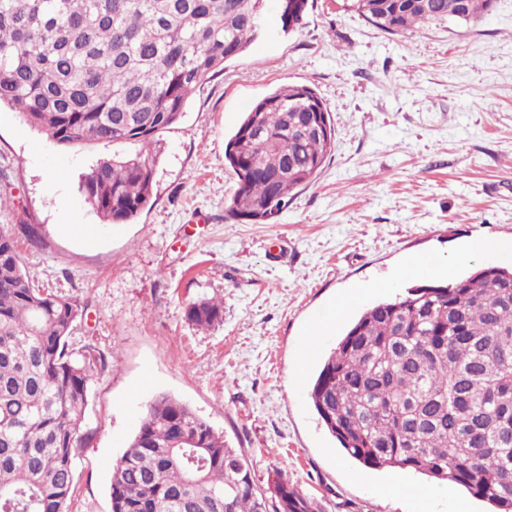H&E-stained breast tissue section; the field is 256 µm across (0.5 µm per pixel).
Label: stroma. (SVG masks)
Returning <instances> with one entry per match:
<instances>
[{
  "mask_svg": "<svg viewBox=\"0 0 512 512\" xmlns=\"http://www.w3.org/2000/svg\"><path fill=\"white\" fill-rule=\"evenodd\" d=\"M288 84L308 85L330 111L332 155L275 223L233 220L225 145L252 104ZM157 140L150 204L129 223L104 224L80 177L135 144L59 145L0 109V227L40 288L87 304L77 337L111 358L90 386L91 439L77 451L70 512H110L112 471L161 393L242 451L260 488L280 473L325 512H487L447 482L350 458L308 390L373 303L478 265H512L495 252L461 256L475 239L512 246V0H495L475 24L401 35L338 0H311L300 26L226 63ZM69 222L97 225L96 242L64 232ZM34 223L39 248L20 232ZM350 291L360 298L338 315ZM203 298L223 303L209 330L185 318ZM329 321L333 333L304 349L306 330ZM301 357L308 377L296 383Z\"/></svg>",
  "mask_w": 512,
  "mask_h": 512,
  "instance_id": "obj_1",
  "label": "stroma"
}]
</instances>
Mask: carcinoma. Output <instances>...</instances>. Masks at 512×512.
Masks as SVG:
<instances>
[{
    "mask_svg": "<svg viewBox=\"0 0 512 512\" xmlns=\"http://www.w3.org/2000/svg\"><path fill=\"white\" fill-rule=\"evenodd\" d=\"M281 0H0V106L64 146L137 142L103 158L79 192L106 224L135 219L152 199L155 136L188 96L258 37ZM493 0H343L392 34L426 22L475 21ZM324 117L326 131L314 127ZM334 148L331 114L304 84L269 93L225 146L239 178L235 220L271 223L311 184ZM82 306L35 286L15 239L0 230V512H68L75 457L89 443L91 383L110 367L78 344ZM206 330L222 302L188 305ZM309 399L341 447L376 470L409 469L512 512V269L486 265L449 283L407 289L349 326ZM111 512H323L277 473L264 492L250 462L189 405L147 406L110 481Z\"/></svg>",
    "mask_w": 512,
    "mask_h": 512,
    "instance_id": "cac0c4a2",
    "label": "carcinoma"
}]
</instances>
